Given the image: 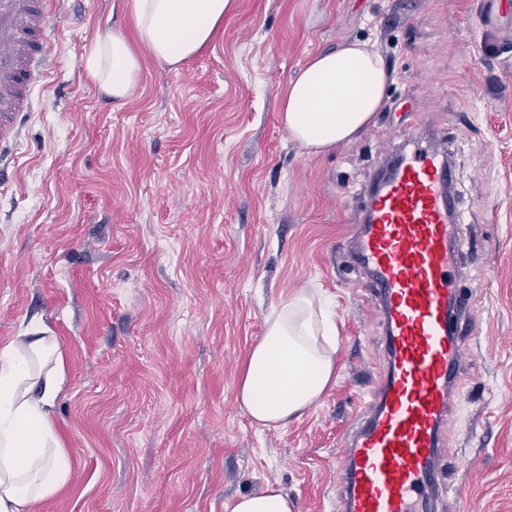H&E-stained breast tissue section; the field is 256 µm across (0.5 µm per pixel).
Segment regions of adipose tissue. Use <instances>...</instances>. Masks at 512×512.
<instances>
[{
  "mask_svg": "<svg viewBox=\"0 0 512 512\" xmlns=\"http://www.w3.org/2000/svg\"><path fill=\"white\" fill-rule=\"evenodd\" d=\"M139 41L156 63L174 68L209 45L235 0H129ZM96 85L116 104L132 97L143 65L120 31L99 33L86 60ZM391 72L365 41L308 57L278 105L289 135L319 154L351 141L384 104ZM336 327L328 302L296 291L271 309L242 367L237 400L254 424L280 429L316 406L336 378ZM67 384L60 341L39 319L0 346V512H31L55 497L73 464L55 428Z\"/></svg>",
  "mask_w": 512,
  "mask_h": 512,
  "instance_id": "ef3b65f1",
  "label": "adipose tissue"
}]
</instances>
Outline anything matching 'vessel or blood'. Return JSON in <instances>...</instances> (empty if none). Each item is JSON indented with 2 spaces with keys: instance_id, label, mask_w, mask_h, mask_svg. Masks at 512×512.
I'll return each instance as SVG.
<instances>
[{
  "instance_id": "b4317fda",
  "label": "vessel or blood",
  "mask_w": 512,
  "mask_h": 512,
  "mask_svg": "<svg viewBox=\"0 0 512 512\" xmlns=\"http://www.w3.org/2000/svg\"><path fill=\"white\" fill-rule=\"evenodd\" d=\"M60 0H0V144L16 140L49 50ZM446 161L417 148L362 194L356 252L387 322V369L361 403L364 421L338 468L341 512H425L448 455L441 428L456 402L464 349L455 334L459 227Z\"/></svg>"
}]
</instances>
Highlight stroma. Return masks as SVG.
<instances>
[{
  "mask_svg": "<svg viewBox=\"0 0 512 512\" xmlns=\"http://www.w3.org/2000/svg\"><path fill=\"white\" fill-rule=\"evenodd\" d=\"M133 35L126 0H63L49 74L0 148V343L35 316L61 340L55 422L72 483L34 512H228L275 486L295 512H336V467L360 396L386 364L380 309L349 243L359 189L421 142L450 157L473 311L446 512H512V0H236L178 68L145 47L119 106L85 61L96 33ZM367 41L392 70L383 108L314 154L278 99L311 53ZM318 290L336 323V381L279 430L236 391L267 312ZM493 355H486V344Z\"/></svg>",
  "mask_w": 512,
  "mask_h": 512,
  "instance_id": "stroma-1",
  "label": "stroma"
}]
</instances>
